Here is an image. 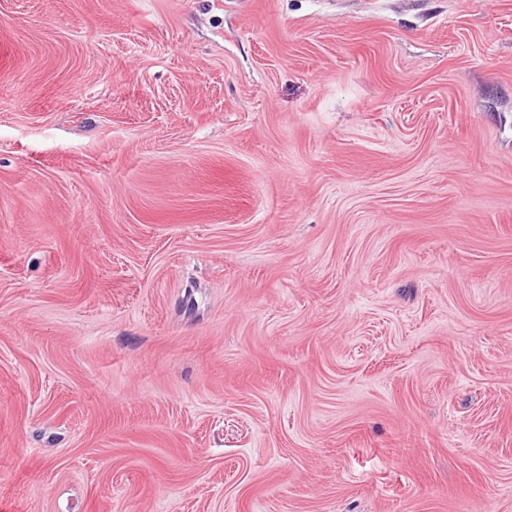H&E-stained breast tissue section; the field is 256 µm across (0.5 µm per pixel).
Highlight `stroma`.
Here are the masks:
<instances>
[{"label":"stroma","instance_id":"35a3bbf8","mask_svg":"<svg viewBox=\"0 0 512 512\" xmlns=\"http://www.w3.org/2000/svg\"><path fill=\"white\" fill-rule=\"evenodd\" d=\"M0 512H512V0H0Z\"/></svg>","mask_w":512,"mask_h":512}]
</instances>
